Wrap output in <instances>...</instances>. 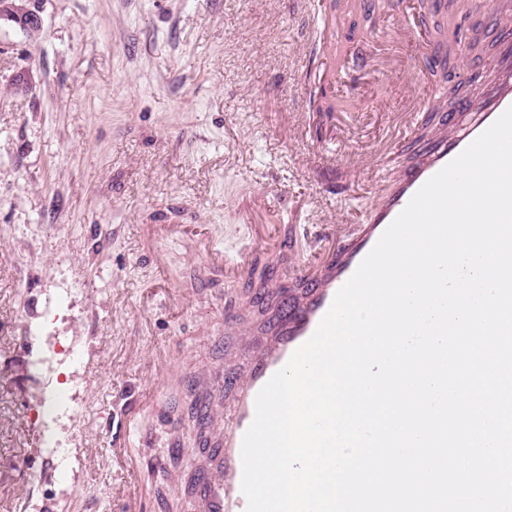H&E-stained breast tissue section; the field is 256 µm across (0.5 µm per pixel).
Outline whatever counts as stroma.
I'll return each mask as SVG.
<instances>
[{
    "mask_svg": "<svg viewBox=\"0 0 512 512\" xmlns=\"http://www.w3.org/2000/svg\"><path fill=\"white\" fill-rule=\"evenodd\" d=\"M42 29L0 27V512H196L207 454L189 385L242 374L257 278L204 262L294 237L271 279L337 248L377 199L374 160L413 156L425 84L469 92L493 67L484 8L462 13L486 51L431 69L391 8L348 39L357 111L313 109L326 68L324 0H34ZM164 282H157V271ZM236 319L254 334L224 336ZM166 406L156 411L152 395ZM133 397L127 469L111 413Z\"/></svg>",
    "mask_w": 512,
    "mask_h": 512,
    "instance_id": "1",
    "label": "stroma"
}]
</instances>
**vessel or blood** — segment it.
Masks as SVG:
<instances>
[{"label":"vessel or blood","instance_id":"vessel-or-blood-1","mask_svg":"<svg viewBox=\"0 0 512 512\" xmlns=\"http://www.w3.org/2000/svg\"><path fill=\"white\" fill-rule=\"evenodd\" d=\"M511 106L512 93L499 92L487 98L478 117L454 136L418 145L414 160L398 164L397 177L387 183L377 205L368 211L361 228L348 238L340 253L293 266L289 280L302 286L303 293L270 323L264 347L253 354L246 373L231 386L232 419L211 442L213 460L196 492L199 512H246L247 501L241 490V446L254 419L258 392L312 336L336 293L419 188ZM224 389L219 382L208 390L200 405L206 419L222 415Z\"/></svg>","mask_w":512,"mask_h":512}]
</instances>
